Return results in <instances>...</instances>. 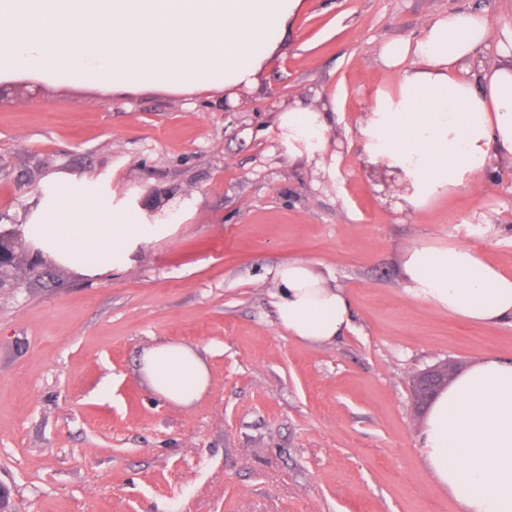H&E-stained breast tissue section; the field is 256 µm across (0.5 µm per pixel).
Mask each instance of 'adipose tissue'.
<instances>
[{
	"mask_svg": "<svg viewBox=\"0 0 512 512\" xmlns=\"http://www.w3.org/2000/svg\"><path fill=\"white\" fill-rule=\"evenodd\" d=\"M487 18L450 12L424 35L379 46L382 64L402 68L398 94L377 91L362 132L369 164L401 173L400 208L421 209L475 178L494 179L496 161L512 156V66L484 62ZM289 142L320 152L327 116L302 104L278 116ZM174 224H146L126 204L82 189L43 195L23 240L87 277L129 269L141 246L171 236ZM406 291L474 323L512 324V274L474 248L419 245L401 258ZM277 324L307 344L336 340L351 323L350 299L322 263L294 259L271 272ZM140 372L164 400H200L210 375L199 352L164 342L144 350ZM424 462L462 512H512V363L489 355L459 371L431 403L420 432Z\"/></svg>",
	"mask_w": 512,
	"mask_h": 512,
	"instance_id": "adipose-tissue-1",
	"label": "adipose tissue"
}]
</instances>
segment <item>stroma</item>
I'll return each instance as SVG.
<instances>
[{"label":"stroma","instance_id":"35a3bbf8","mask_svg":"<svg viewBox=\"0 0 512 512\" xmlns=\"http://www.w3.org/2000/svg\"><path fill=\"white\" fill-rule=\"evenodd\" d=\"M512 0H303L257 86L115 91L20 73L0 83V226L47 182L173 211L178 231L90 278L45 262L0 289V487L11 512H459L425 467L412 377L512 361V325L477 324L404 289L400 258L466 244L512 271V157L494 180L397 207L362 124L401 71L378 47L434 16ZM327 108V146L289 156L279 113ZM309 259L352 303L336 342L279 328L269 274ZM161 341L200 349L210 386L161 401L139 370Z\"/></svg>","mask_w":512,"mask_h":512}]
</instances>
